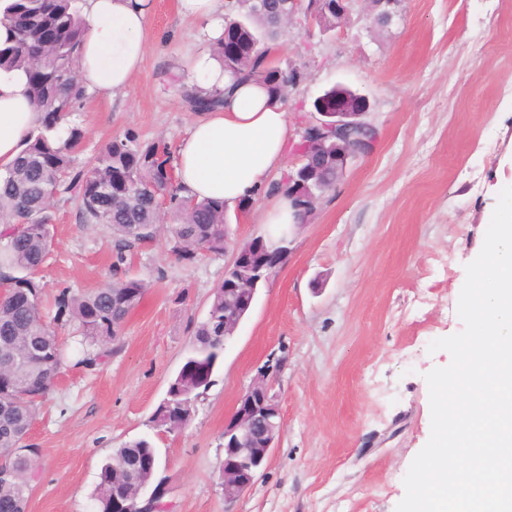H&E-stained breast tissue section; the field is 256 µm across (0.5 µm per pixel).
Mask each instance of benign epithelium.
Returning a JSON list of instances; mask_svg holds the SVG:
<instances>
[{
  "label": "benign epithelium",
  "instance_id": "1",
  "mask_svg": "<svg viewBox=\"0 0 512 512\" xmlns=\"http://www.w3.org/2000/svg\"><path fill=\"white\" fill-rule=\"evenodd\" d=\"M310 15L307 0H283V22L293 21L295 15ZM367 99L358 93L332 101L321 97L317 102V115L304 123L301 138H313L324 131L336 136V150L343 152L345 160L368 151L374 141L364 138L366 131L373 128L369 123L350 121L368 112ZM265 252L266 260L252 268L253 279L239 281L224 289V295L243 298L244 303H233L224 309V339H230L239 326L246 311L253 303L256 285L267 284L281 269L288 254V248L274 244L258 236L245 245L236 248L231 260L224 265L228 269L236 263L251 259L253 249ZM280 412L270 396L265 376L256 378L240 396L235 410L224 422V462L220 488L224 503L231 504L239 499L255 483L259 472L265 468L272 448L280 435Z\"/></svg>",
  "mask_w": 512,
  "mask_h": 512
}]
</instances>
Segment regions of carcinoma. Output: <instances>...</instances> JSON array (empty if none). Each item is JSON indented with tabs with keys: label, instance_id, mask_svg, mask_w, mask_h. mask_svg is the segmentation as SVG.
I'll return each mask as SVG.
<instances>
[{
	"label": "carcinoma",
	"instance_id": "carcinoma-1",
	"mask_svg": "<svg viewBox=\"0 0 512 512\" xmlns=\"http://www.w3.org/2000/svg\"><path fill=\"white\" fill-rule=\"evenodd\" d=\"M313 18L322 30L336 28V0H325ZM0 22L6 39L0 44V69L36 70L42 80H29L33 104L42 113L40 125L29 133L14 162L0 169V512H27L32 486L29 476L37 466V449L23 443L38 409L52 391L65 364L58 329L74 326L85 346L76 364L91 367L117 352L127 316L141 302L145 285L113 276L103 287L77 293L69 286L57 290L51 311L43 310L42 285L36 279L54 252L51 233L55 208L78 201L82 224H105L112 232L117 262L125 253L154 240L166 221H172L175 258L193 262L201 249L224 253L226 205L221 200L181 195L173 177L174 157L161 142L145 143L126 134L102 147L87 166L77 163L82 130L71 116L86 99L77 76L79 47L86 33L77 0H0ZM241 48L236 57L224 55V37L215 40L225 69L239 79H255L281 103L288 88L301 79L296 70L266 68L265 55L252 48L272 41L282 31L279 0H235L233 17L225 22ZM181 99L191 112L214 110L224 103L222 93H205L183 85ZM325 162L299 144L297 154L310 165L302 181L288 176L271 185L270 192H296L315 199L313 212L325 193L336 187V140L326 139ZM192 349L169 385V403L154 414L157 427L172 432L192 417L195 400L211 385L224 350V285H219L206 317L196 323ZM156 455L146 439L135 440L106 459L94 493L95 512H113L118 501L137 500L154 481L144 463Z\"/></svg>",
	"mask_w": 512,
	"mask_h": 512
}]
</instances>
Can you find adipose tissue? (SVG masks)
Segmentation results:
<instances>
[{
  "label": "adipose tissue",
  "mask_w": 512,
  "mask_h": 512,
  "mask_svg": "<svg viewBox=\"0 0 512 512\" xmlns=\"http://www.w3.org/2000/svg\"><path fill=\"white\" fill-rule=\"evenodd\" d=\"M87 25L77 74L87 91L104 97L122 91L146 54L148 0H84ZM188 84L224 94L222 109L206 113L177 149V180L184 196L218 199L226 206L254 199L270 187L291 145L283 106L255 80L231 83L210 53L187 61ZM24 71L0 70V167L18 155L40 122Z\"/></svg>",
  "instance_id": "1"
}]
</instances>
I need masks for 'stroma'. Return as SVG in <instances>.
Returning a JSON list of instances; mask_svg holds the SVG:
<instances>
[{
	"instance_id": "stroma-1",
	"label": "stroma",
	"mask_w": 512,
	"mask_h": 512,
	"mask_svg": "<svg viewBox=\"0 0 512 512\" xmlns=\"http://www.w3.org/2000/svg\"><path fill=\"white\" fill-rule=\"evenodd\" d=\"M148 51L129 86L88 94L76 120L77 159L112 138L177 148L198 113L174 76L211 49L203 24L178 0H151ZM269 59L301 72L285 110L300 133L325 90L365 95L377 129L306 224L286 263L226 344L190 423L166 432L156 407L193 344L229 254L189 265L161 234L114 267L112 233L82 224L74 204L55 211V252L39 272L45 299L58 286L99 288L113 273L147 287L116 354L95 369L66 366L27 438L40 468L29 512H92L101 463L146 438L159 457L171 512H395L404 477L431 434L425 375L449 365L436 339L459 333L465 267L480 253L500 188L512 185V0H401L385 28L354 0L332 31L296 15ZM269 195L228 211L231 245L265 232ZM267 372L282 428L265 469L232 505L220 488L224 421Z\"/></svg>"
}]
</instances>
